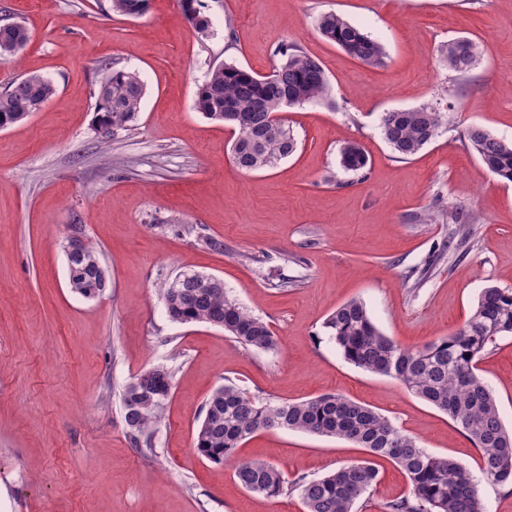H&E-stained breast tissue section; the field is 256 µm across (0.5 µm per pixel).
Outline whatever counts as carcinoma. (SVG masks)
I'll use <instances>...</instances> for the list:
<instances>
[{"instance_id":"obj_1","label":"carcinoma","mask_w":512,"mask_h":512,"mask_svg":"<svg viewBox=\"0 0 512 512\" xmlns=\"http://www.w3.org/2000/svg\"><path fill=\"white\" fill-rule=\"evenodd\" d=\"M149 0H112L124 16L144 14ZM187 19L199 33L209 30V20L199 0H181ZM320 34L368 66H381L383 45L343 16H320ZM30 41L20 23L0 26V60L14 62ZM286 61L268 76L234 64L215 67L198 89L195 107L206 118L222 122L237 135L230 148L234 166L245 172L264 171L296 150L289 127L271 114L285 106L325 100L328 77L320 61L282 45ZM478 46L467 38L446 42L440 61L465 74L475 66ZM55 94L47 77L31 73L0 92V129L8 128L40 111ZM144 84L135 72L114 68L97 90L93 124L105 139L133 123L140 112ZM445 121V113L432 106L396 109L382 113L380 129L395 153L412 157L431 144ZM464 140L487 171L512 182V142L498 139L472 126ZM341 166L363 170L367 158L357 143L340 151ZM66 259L74 278L70 288L93 299L109 286L108 273L97 253L83 240L82 225H70ZM169 316L179 323H206L245 347L270 350L276 339L266 322L227 297L222 281L207 282L196 272H184L161 284ZM329 339L343 358L362 370L399 380L416 397L448 415L479 451L482 478L496 486L512 487V432L504 426L496 398L479 375L478 364L497 340L512 336V288L489 286L478 297L465 324L452 334L421 347H405L384 335L373 323L364 303L350 299L324 322ZM172 371L164 366L148 369L126 387L124 420L136 448H153L159 423L172 389ZM286 429L318 436L337 437L366 449L373 456L397 463L407 473L408 494L388 503V512H483L472 473L448 456L434 455L417 439L370 407L340 394H324L292 401H263L232 382L215 389L206 401L204 419L197 428V452L215 464L235 463L234 475L249 492L275 498L286 480L275 465L237 458L238 448L264 430ZM378 470L368 460L312 480L294 481L305 512H353L355 503L377 483Z\"/></svg>"}]
</instances>
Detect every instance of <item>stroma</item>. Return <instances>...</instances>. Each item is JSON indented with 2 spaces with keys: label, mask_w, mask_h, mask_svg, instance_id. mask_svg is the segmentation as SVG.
<instances>
[{
  "label": "stroma",
  "mask_w": 512,
  "mask_h": 512,
  "mask_svg": "<svg viewBox=\"0 0 512 512\" xmlns=\"http://www.w3.org/2000/svg\"><path fill=\"white\" fill-rule=\"evenodd\" d=\"M201 11L206 37L178 0H150L138 18L113 12L112 0H0V25L32 33L17 62L0 63V90L29 72L57 88L41 111L0 129V512H304L297 490L255 495L232 465L197 454L205 402L227 381L273 401L348 396L428 451L477 467L458 425L398 380L346 362L323 323L356 298L387 336L420 346L462 327L484 288H512V183L462 138L478 126L512 141V0H201ZM326 12L380 41L385 65L327 42L317 26ZM456 37L481 51L465 74L437 56ZM283 44L320 60L330 98L282 112L296 151L246 173L230 158L232 130L197 112L195 94L222 63L272 73ZM106 62L138 72L145 95L133 126L105 142L93 113ZM421 105L448 121L419 154L398 157L379 117ZM350 142L367 154L362 173L340 166ZM450 209L467 216V234L449 223ZM72 224L108 271L93 300L68 283ZM451 238L456 250L440 255ZM186 271L221 279L277 346L255 350L220 328L174 322L158 288ZM161 365L174 371L172 391L155 448L143 452L128 437L122 397ZM480 373L512 429V337L488 351ZM238 454L291 481L366 456L289 430L257 433ZM376 464L358 512H386L409 491L399 466Z\"/></svg>",
  "instance_id": "35a3bbf8"
}]
</instances>
